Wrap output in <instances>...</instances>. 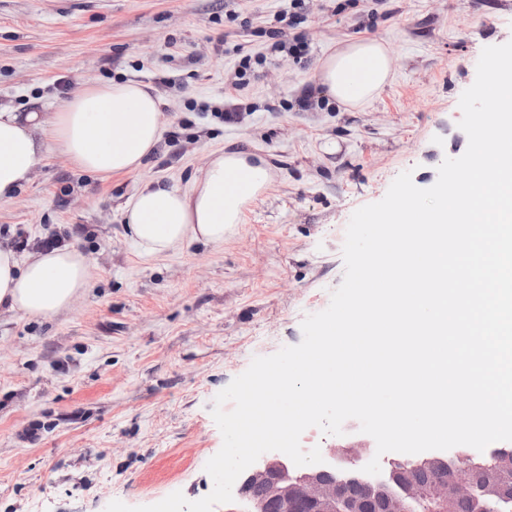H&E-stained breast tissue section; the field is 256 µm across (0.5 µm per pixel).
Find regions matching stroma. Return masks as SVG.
I'll use <instances>...</instances> for the list:
<instances>
[{
  "mask_svg": "<svg viewBox=\"0 0 512 512\" xmlns=\"http://www.w3.org/2000/svg\"><path fill=\"white\" fill-rule=\"evenodd\" d=\"M288 0H0V107L58 111L82 85L137 81L161 100L164 133L140 169L103 180L51 147L0 202V247L45 236L73 245L90 286L50 317L0 311V512H104L114 500L208 495L222 446L215 396L302 340L344 274L352 213L411 171L431 187L468 147L459 98L484 47L512 40V0H314L305 62L274 51ZM376 38L392 80L361 110L299 101L318 61ZM254 76L228 83L244 56ZM237 96L242 115L205 112ZM248 151L269 189L220 246L141 258L123 224L137 187L180 186L212 152Z\"/></svg>",
  "mask_w": 512,
  "mask_h": 512,
  "instance_id": "obj_1",
  "label": "stroma"
}]
</instances>
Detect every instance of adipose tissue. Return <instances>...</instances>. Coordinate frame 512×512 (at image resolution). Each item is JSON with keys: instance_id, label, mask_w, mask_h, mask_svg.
I'll list each match as a JSON object with an SVG mask.
<instances>
[{"instance_id": "ef3b65f1", "label": "adipose tissue", "mask_w": 512, "mask_h": 512, "mask_svg": "<svg viewBox=\"0 0 512 512\" xmlns=\"http://www.w3.org/2000/svg\"><path fill=\"white\" fill-rule=\"evenodd\" d=\"M390 77L389 50L376 39L343 43L313 73L326 97L348 111L363 108ZM162 132L159 99L135 81L83 87L50 119L35 108H0V202L30 181L48 142L80 170L107 179L137 170ZM270 181L263 156L214 151L204 175L187 187L158 180L141 185L125 210L128 237L148 260L186 244L221 245ZM89 283L87 260L76 247L34 251L23 265L0 247V309L52 316L69 308Z\"/></svg>"}]
</instances>
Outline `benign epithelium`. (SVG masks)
I'll use <instances>...</instances> for the list:
<instances>
[{
	"label": "benign epithelium",
	"mask_w": 512,
	"mask_h": 512,
	"mask_svg": "<svg viewBox=\"0 0 512 512\" xmlns=\"http://www.w3.org/2000/svg\"><path fill=\"white\" fill-rule=\"evenodd\" d=\"M372 452L363 441L330 448L324 463L307 469L272 452L241 474L239 498L251 505L247 512H409L412 502L425 505L426 512H454L462 500L485 512L488 502L501 498L497 448L391 458L379 476L360 465ZM422 470L441 476L424 481L418 476Z\"/></svg>",
	"instance_id": "7a95c632"
}]
</instances>
